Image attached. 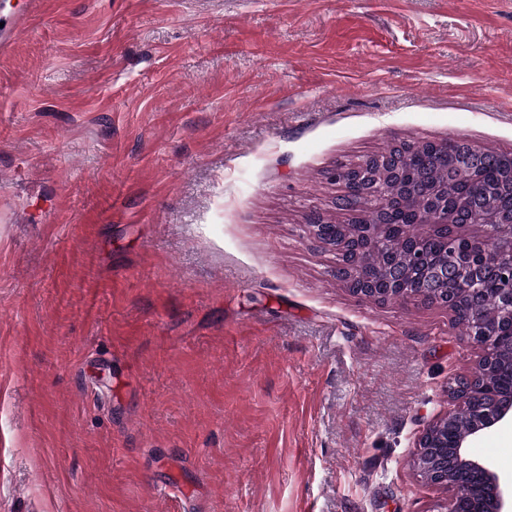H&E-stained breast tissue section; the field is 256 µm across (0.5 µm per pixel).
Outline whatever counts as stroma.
Listing matches in <instances>:
<instances>
[{
    "instance_id": "obj_1",
    "label": "stroma",
    "mask_w": 512,
    "mask_h": 512,
    "mask_svg": "<svg viewBox=\"0 0 512 512\" xmlns=\"http://www.w3.org/2000/svg\"><path fill=\"white\" fill-rule=\"evenodd\" d=\"M460 138L512 153V0H46L0 48V512H443L478 351L308 219ZM468 454L512 477V423ZM357 288L352 286L357 282ZM357 281L352 283L349 290L357 295H363L371 297L381 301H388L392 299H418L419 294H422L425 290L422 289L419 292L405 288L401 280H378L371 277H365L361 274L357 278Z\"/></svg>"
}]
</instances>
